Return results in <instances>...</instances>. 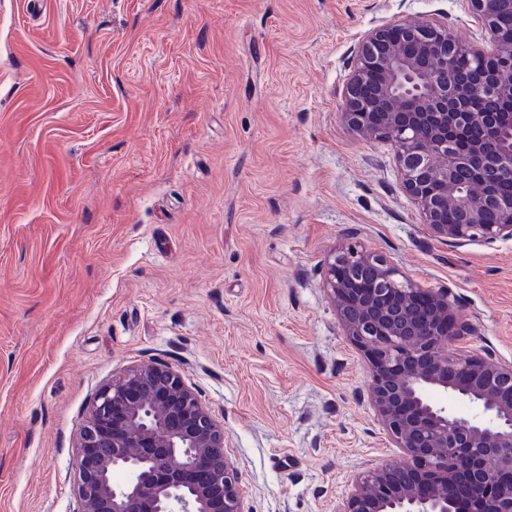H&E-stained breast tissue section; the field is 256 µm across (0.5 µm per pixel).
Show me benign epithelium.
Wrapping results in <instances>:
<instances>
[{"label":"benign epithelium","mask_w":512,"mask_h":512,"mask_svg":"<svg viewBox=\"0 0 512 512\" xmlns=\"http://www.w3.org/2000/svg\"><path fill=\"white\" fill-rule=\"evenodd\" d=\"M468 2L485 45L462 44L420 18L381 25L362 41L342 92L343 120L366 140L393 143L421 223L446 245L512 239V197L490 179L512 176V113L499 111L512 101V0ZM464 55L497 78L458 84ZM474 97L484 111L470 110ZM467 126L494 136L459 153ZM324 288L369 362L378 421L410 459L355 475L336 512H458L464 501L473 512H512V362L448 349L474 334L472 323L457 315L447 288L421 287L382 255L350 248L334 256ZM436 392L478 413L459 415ZM75 453L76 512H252L224 451V425L166 364H141L104 385Z\"/></svg>","instance_id":"obj_1"}]
</instances>
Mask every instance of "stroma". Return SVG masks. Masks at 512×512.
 Listing matches in <instances>:
<instances>
[{"label": "stroma", "instance_id": "stroma-1", "mask_svg": "<svg viewBox=\"0 0 512 512\" xmlns=\"http://www.w3.org/2000/svg\"><path fill=\"white\" fill-rule=\"evenodd\" d=\"M468 0H0V512H75L74 444L127 368L179 371L254 512H335L405 460L323 286L355 245L512 362V240L448 246L340 116L371 29Z\"/></svg>", "mask_w": 512, "mask_h": 512}]
</instances>
